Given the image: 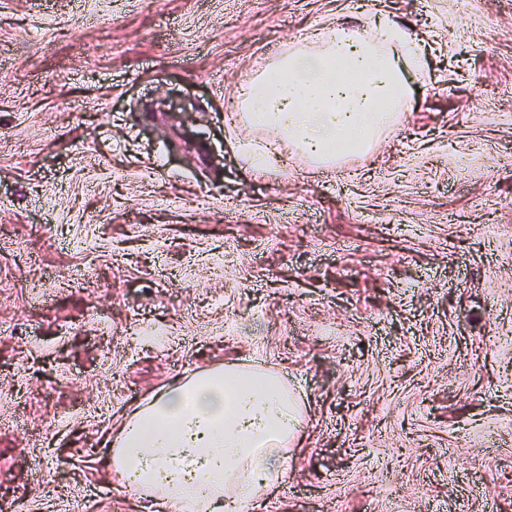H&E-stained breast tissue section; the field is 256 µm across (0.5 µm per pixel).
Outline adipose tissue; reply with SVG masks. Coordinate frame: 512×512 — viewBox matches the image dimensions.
I'll return each instance as SVG.
<instances>
[{
  "mask_svg": "<svg viewBox=\"0 0 512 512\" xmlns=\"http://www.w3.org/2000/svg\"><path fill=\"white\" fill-rule=\"evenodd\" d=\"M421 52L394 22L321 29L240 90L248 121L274 133L273 154L330 162L374 148L408 108L405 68ZM301 410L287 383L261 367H213L126 414L109 465L157 512H224L260 504L284 480Z\"/></svg>",
  "mask_w": 512,
  "mask_h": 512,
  "instance_id": "1",
  "label": "adipose tissue"
}]
</instances>
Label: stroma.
<instances>
[{
    "instance_id": "stroma-1",
    "label": "stroma",
    "mask_w": 512,
    "mask_h": 512,
    "mask_svg": "<svg viewBox=\"0 0 512 512\" xmlns=\"http://www.w3.org/2000/svg\"><path fill=\"white\" fill-rule=\"evenodd\" d=\"M382 17L408 111L259 173L225 100ZM245 361L302 408L262 512H512V0H0V512H146L110 429Z\"/></svg>"
}]
</instances>
